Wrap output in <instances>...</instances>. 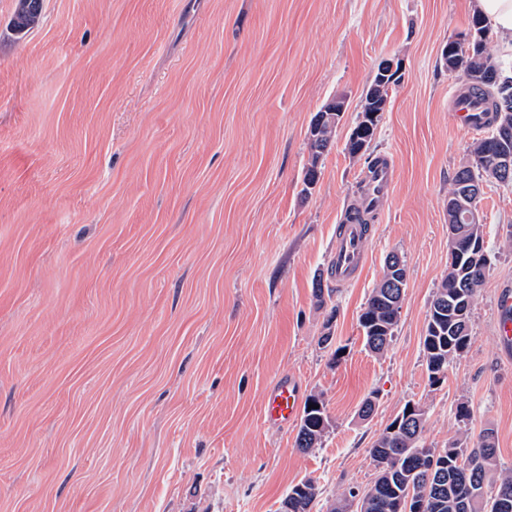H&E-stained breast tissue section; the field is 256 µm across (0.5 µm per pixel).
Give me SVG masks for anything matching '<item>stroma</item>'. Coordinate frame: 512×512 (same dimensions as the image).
Returning <instances> with one entry per match:
<instances>
[{"mask_svg": "<svg viewBox=\"0 0 512 512\" xmlns=\"http://www.w3.org/2000/svg\"><path fill=\"white\" fill-rule=\"evenodd\" d=\"M16 7L0 0V512H280L305 479L327 512L371 485L369 449L410 401L427 447L489 428L512 471V358L495 334L512 184L480 199L492 269L467 350L434 386L422 350L448 192L481 136L456 119L464 75L441 52L476 0H43L20 35ZM386 58L401 80L350 157ZM335 98L346 110L309 188L310 123ZM380 156L393 185L338 288L336 229ZM393 252L407 288L375 355L358 317ZM282 377L325 401L311 452L298 422L263 418Z\"/></svg>", "mask_w": 512, "mask_h": 512, "instance_id": "1", "label": "stroma"}]
</instances>
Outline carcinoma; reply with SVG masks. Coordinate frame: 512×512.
I'll list each match as a JSON object with an SVG mask.
<instances>
[{
  "label": "carcinoma",
  "instance_id": "cac0c4a2",
  "mask_svg": "<svg viewBox=\"0 0 512 512\" xmlns=\"http://www.w3.org/2000/svg\"><path fill=\"white\" fill-rule=\"evenodd\" d=\"M43 0H18L14 28L22 31L34 24L42 10ZM478 31L473 42L456 51L457 63L465 73H480L479 83H465L469 95L479 99L487 116L484 128L498 135L495 140L482 137L471 144L469 161L455 174L448 198H460L474 184L493 179L498 183L512 184V172H498L497 157L507 151L512 153V124L504 127L497 122L503 100L499 82L488 76L489 69L500 66L488 46L489 31L480 14ZM324 112L314 116L312 124L319 123ZM338 120L321 124L318 141L309 144L311 160L305 178H316L318 165L332 144ZM374 134L366 132L346 143V151L355 158L368 150ZM466 228L465 234L456 239V254L448 258V272L443 277L430 303L425 336L422 346L427 372L433 366L448 368V363L461 356L468 348L470 333L464 324L470 322L472 307L477 294L484 286L489 273L473 263L474 243L484 238L483 225L457 223L448 214V231ZM393 273L384 269L379 283L373 288L359 315L365 344L375 354L384 353L394 336L400 317V289L389 287ZM307 404L316 408L304 410L295 445L303 452L316 448L330 426L324 400L312 394ZM400 424L390 423L374 440L369 449L375 467L373 483L363 491L349 490L338 498L330 512H512V475H495L497 448L494 432L483 430L478 441L468 451L462 443L451 441L443 449L426 447L422 442L425 419L420 422L404 421L406 411H401ZM319 495V488L312 479L294 485L288 495V512H311Z\"/></svg>",
  "mask_w": 512,
  "mask_h": 512
}]
</instances>
